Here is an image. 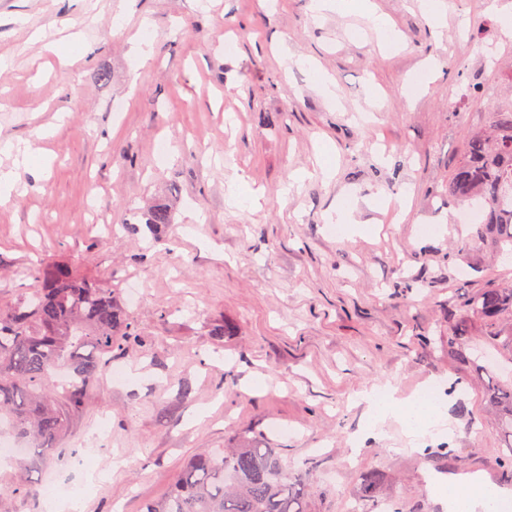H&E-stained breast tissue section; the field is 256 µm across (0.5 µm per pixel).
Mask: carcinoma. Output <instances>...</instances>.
<instances>
[{"instance_id": "obj_1", "label": "carcinoma", "mask_w": 512, "mask_h": 512, "mask_svg": "<svg viewBox=\"0 0 512 512\" xmlns=\"http://www.w3.org/2000/svg\"><path fill=\"white\" fill-rule=\"evenodd\" d=\"M443 194L459 202L486 205L475 235L499 255L512 254V104L489 112L487 124L469 133ZM172 221L168 206L146 214L154 229ZM33 287L0 307V419L27 445L20 465L35 469L43 451L72 432L99 375L135 338L130 317L112 287L57 263L32 274ZM512 353V281L492 280L448 310V353L469 360L470 337ZM64 371L69 382L54 376ZM498 433L512 448V384L485 391ZM310 477L288 467L277 448L205 450L177 473L168 494L141 512H308ZM17 482L0 492V512L14 497L33 494Z\"/></svg>"}]
</instances>
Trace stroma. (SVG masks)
<instances>
[{"mask_svg": "<svg viewBox=\"0 0 512 512\" xmlns=\"http://www.w3.org/2000/svg\"><path fill=\"white\" fill-rule=\"evenodd\" d=\"M358 2L317 19L310 0H0V142L51 158L0 202V305L58 262L141 293L113 362L132 380L101 376L59 450L0 464V490L24 476L80 488L81 512H140L201 449L245 439L312 472L309 512H350L371 471L365 512H448L436 476L512 491L487 378L446 339L449 301L511 281L512 257L474 240L481 202L442 193L512 98V0H443L439 28L418 0H373L391 52ZM159 203L174 222L153 234ZM338 212L356 232H331ZM430 381L451 388L446 429L419 452L352 398Z\"/></svg>", "mask_w": 512, "mask_h": 512, "instance_id": "35a3bbf8", "label": "stroma"}]
</instances>
